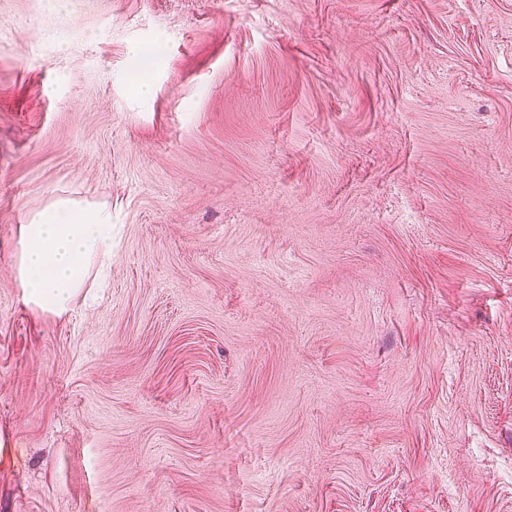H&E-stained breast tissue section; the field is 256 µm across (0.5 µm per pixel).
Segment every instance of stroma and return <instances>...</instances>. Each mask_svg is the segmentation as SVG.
Instances as JSON below:
<instances>
[{
  "mask_svg": "<svg viewBox=\"0 0 512 512\" xmlns=\"http://www.w3.org/2000/svg\"><path fill=\"white\" fill-rule=\"evenodd\" d=\"M0 512H512V0H0ZM112 207L57 198L18 225L16 280L29 304L61 315L93 261L112 259Z\"/></svg>",
  "mask_w": 512,
  "mask_h": 512,
  "instance_id": "1",
  "label": "stroma"
}]
</instances>
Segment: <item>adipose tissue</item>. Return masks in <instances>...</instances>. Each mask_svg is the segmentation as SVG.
<instances>
[{
	"label": "adipose tissue",
	"instance_id": "1",
	"mask_svg": "<svg viewBox=\"0 0 512 512\" xmlns=\"http://www.w3.org/2000/svg\"><path fill=\"white\" fill-rule=\"evenodd\" d=\"M16 280L29 304L68 311L93 261L112 258V207L58 198L18 227Z\"/></svg>",
	"mask_w": 512,
	"mask_h": 512
}]
</instances>
